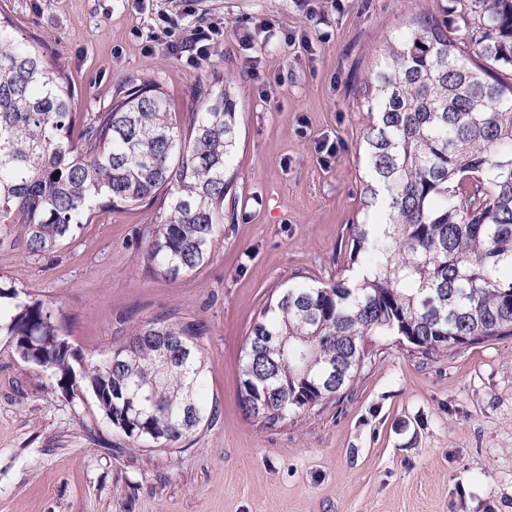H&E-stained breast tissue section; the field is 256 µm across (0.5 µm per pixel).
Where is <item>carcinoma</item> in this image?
<instances>
[{"mask_svg": "<svg viewBox=\"0 0 512 512\" xmlns=\"http://www.w3.org/2000/svg\"><path fill=\"white\" fill-rule=\"evenodd\" d=\"M466 43L422 18L386 40L353 96L365 115L364 219L349 225L344 274L295 283L246 339L240 401L273 427L353 386L370 336L425 350L512 336V0H458ZM78 137H73L74 128ZM237 139L231 87L188 121L155 83L133 84L77 120L63 73L0 20V237L31 256L69 244L98 207L164 194L145 257L177 278L206 265L224 224ZM194 320L135 327L96 360L73 349L52 306L0 285V335L65 393H88L133 445L172 448L211 420Z\"/></svg>", "mask_w": 512, "mask_h": 512, "instance_id": "1", "label": "carcinoma"}]
</instances>
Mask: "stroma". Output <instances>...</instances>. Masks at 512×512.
Returning <instances> with one entry per match:
<instances>
[{
	"instance_id": "1",
	"label": "stroma",
	"mask_w": 512,
	"mask_h": 512,
	"mask_svg": "<svg viewBox=\"0 0 512 512\" xmlns=\"http://www.w3.org/2000/svg\"><path fill=\"white\" fill-rule=\"evenodd\" d=\"M453 0H0V16L64 72L89 115L134 83L177 117L231 83L234 217L208 265L166 278L144 252L166 213L96 211L49 257L0 244V284L53 301L72 346L96 359L155 319L203 326L211 423L176 447L132 445L91 396L0 342V512H512V336L423 351L372 336L354 385L268 428L240 405L246 338L294 281L328 285L362 219L364 120L352 89L389 35ZM220 25L207 63L152 43L159 14ZM334 144L324 157L319 140Z\"/></svg>"
}]
</instances>
